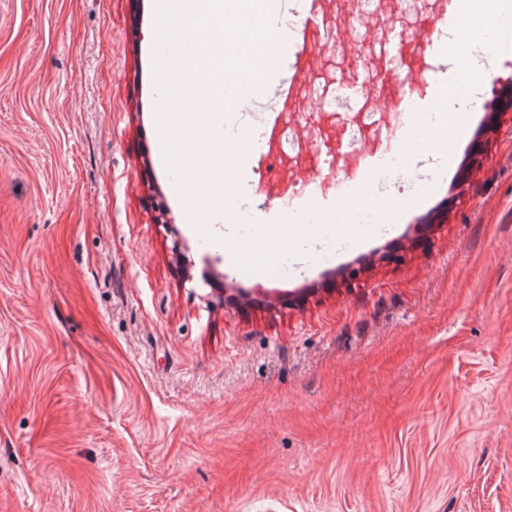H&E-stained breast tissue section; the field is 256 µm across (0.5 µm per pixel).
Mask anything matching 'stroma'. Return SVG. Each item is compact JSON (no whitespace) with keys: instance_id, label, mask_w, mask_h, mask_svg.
Listing matches in <instances>:
<instances>
[{"instance_id":"1","label":"stroma","mask_w":512,"mask_h":512,"mask_svg":"<svg viewBox=\"0 0 512 512\" xmlns=\"http://www.w3.org/2000/svg\"><path fill=\"white\" fill-rule=\"evenodd\" d=\"M431 2L328 0L277 60L273 86L306 74L284 117L307 149L254 221L288 223L279 185L317 177L329 77L378 93L385 47L361 33L419 31ZM157 11L0 0V512H512V50L447 174L376 195L393 232L248 280L232 197L193 228L161 163L157 98L197 105L189 53L156 63ZM253 120L229 109L227 149L182 125V166L224 152L215 191L253 172Z\"/></svg>"}]
</instances>
